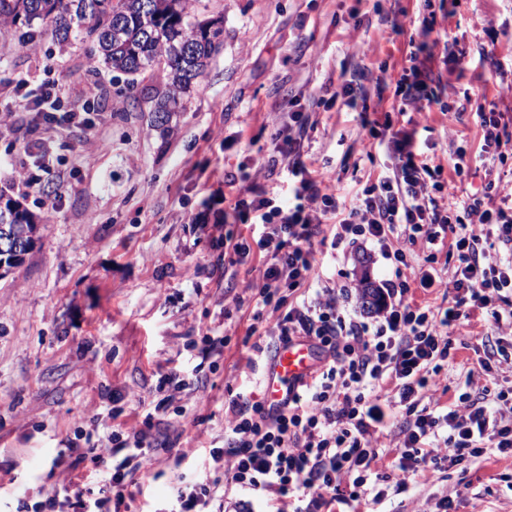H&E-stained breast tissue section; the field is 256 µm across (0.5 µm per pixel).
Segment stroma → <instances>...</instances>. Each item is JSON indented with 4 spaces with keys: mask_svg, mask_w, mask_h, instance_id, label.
<instances>
[{
    "mask_svg": "<svg viewBox=\"0 0 512 512\" xmlns=\"http://www.w3.org/2000/svg\"><path fill=\"white\" fill-rule=\"evenodd\" d=\"M194 10L201 22L223 17L224 43L205 79L161 128L152 121L148 81L92 64L79 42L63 48L43 38L34 50L15 52L12 31L0 29V104L25 114L17 82L54 80L66 104L90 112L93 131L105 141L91 147L82 128L0 127V195L39 218L34 249L0 279V512H16V489L50 493L85 482L90 462L66 455V448L106 442L116 422L140 428L129 410L152 400L159 375L195 366L188 339L225 334L230 342L206 383L173 392L172 405L185 414L170 416L166 431L174 445L133 486L132 512H155L178 473L199 466L204 449L223 446L230 392L262 399L265 362L237 349L250 323L259 258L250 255L234 278H225L214 242L231 207L223 199L225 175L249 174L281 201L291 199L287 176L263 174L291 97L320 98L353 66L383 64L388 85L369 102H391L413 50L410 36L428 17L435 34L469 47L470 62L449 73L433 59L436 92L451 111L411 105L393 114L394 130L414 131L426 154L444 163L460 144L479 152L478 107L512 117V0H196ZM121 89L137 106L122 108ZM315 117L304 160L343 206H352L396 160L373 148L357 112ZM34 138L45 141L54 163L35 187L24 188L14 169L33 166L24 146ZM364 270L375 282L392 275L384 260L364 269L350 254L323 257L317 272L341 285ZM490 332L479 314L456 328L444 403L463 390L477 366L472 346ZM116 406L123 413L114 421ZM508 475L512 450L444 473H419L374 510L417 512L426 499L445 496L449 512H512Z\"/></svg>",
    "mask_w": 512,
    "mask_h": 512,
    "instance_id": "obj_1",
    "label": "stroma"
}]
</instances>
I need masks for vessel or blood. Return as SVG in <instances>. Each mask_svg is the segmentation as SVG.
Here are the masks:
<instances>
[{"instance_id": "vessel-or-blood-1", "label": "vessel or blood", "mask_w": 512, "mask_h": 512, "mask_svg": "<svg viewBox=\"0 0 512 512\" xmlns=\"http://www.w3.org/2000/svg\"><path fill=\"white\" fill-rule=\"evenodd\" d=\"M319 352L312 341L295 339L279 344L267 360L263 376L266 405L277 410L296 391L300 379L315 367Z\"/></svg>"}]
</instances>
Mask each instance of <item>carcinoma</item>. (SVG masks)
Here are the masks:
<instances>
[{
    "label": "carcinoma",
    "instance_id": "cac0c4a2",
    "mask_svg": "<svg viewBox=\"0 0 512 512\" xmlns=\"http://www.w3.org/2000/svg\"><path fill=\"white\" fill-rule=\"evenodd\" d=\"M1 22L27 28L17 40L21 47L38 36L60 45L80 41L89 44L91 59L113 71L161 75L164 89L153 96L159 124L183 106L224 42V19L197 22L191 0H0ZM2 224L15 228L20 249H0V279L38 240L37 216L0 196Z\"/></svg>",
    "mask_w": 512,
    "mask_h": 512
}]
</instances>
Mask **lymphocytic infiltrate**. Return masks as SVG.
<instances>
[{
    "instance_id": "f902f5d3",
    "label": "lymphocytic infiltrate",
    "mask_w": 512,
    "mask_h": 512,
    "mask_svg": "<svg viewBox=\"0 0 512 512\" xmlns=\"http://www.w3.org/2000/svg\"><path fill=\"white\" fill-rule=\"evenodd\" d=\"M431 69L403 68L395 82L392 111L407 105H438ZM18 97L31 104L30 121L50 128L84 124L81 108L65 107L55 82L36 87L18 82ZM482 150L470 157L464 146L447 164L425 155L414 132L383 129L390 138L378 145L397 163L366 185L355 205L341 212L335 194L323 188L303 160L310 117L300 98L290 102L288 119L276 133L269 172L287 174L293 201L283 204L250 183H237L234 213L246 232L224 235V265L243 264L251 252L263 263L254 294L253 319L276 317L275 326L248 344L251 353H269L295 338L316 343L323 355L309 382L282 408L270 411L247 394L232 396V416L224 424V445L208 451L203 470L177 475L163 512H252L255 495L272 497L276 512H336L337 505L379 502L386 484L402 489L410 476L429 468L441 471L512 448V386L490 388L468 377L467 391L442 404L443 372L455 359L454 327L484 313L492 333L483 337L481 371L512 365V192L501 185L500 164L512 150V126L504 113L479 112ZM480 166L479 193L457 192ZM452 177H445V169ZM337 217L334 232L324 225ZM371 247L388 261L390 279L377 288L374 304L360 301L356 285L321 283L312 297L290 303L312 280L322 255ZM425 263H411L415 250ZM451 264L443 279L438 260ZM447 286L450 305L417 302L414 290ZM354 298L346 306L345 298ZM180 369L160 375L139 431L116 424L107 446L83 448L90 460L87 484L64 487L71 512H121L131 497L136 472L148 468L157 452L171 448L156 418L168 410L165 388H187ZM401 415L394 465L398 479L372 481V466L384 451L378 446L392 415Z\"/></svg>"
}]
</instances>
